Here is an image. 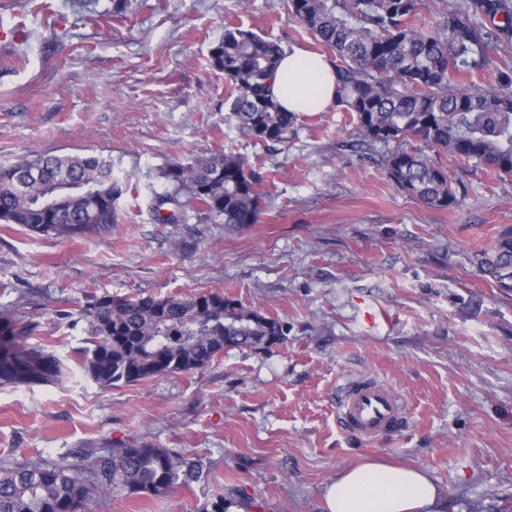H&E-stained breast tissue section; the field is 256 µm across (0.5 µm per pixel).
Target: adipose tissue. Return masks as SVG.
<instances>
[{
	"label": "adipose tissue",
	"instance_id": "adipose-tissue-1",
	"mask_svg": "<svg viewBox=\"0 0 512 512\" xmlns=\"http://www.w3.org/2000/svg\"><path fill=\"white\" fill-rule=\"evenodd\" d=\"M271 94L289 112H324L336 103L327 59L297 48L282 57ZM325 512H445L446 502L426 470L363 459L347 467L324 493Z\"/></svg>",
	"mask_w": 512,
	"mask_h": 512
}]
</instances>
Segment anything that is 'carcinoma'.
Returning a JSON list of instances; mask_svg holds the SVG:
<instances>
[{
    "mask_svg": "<svg viewBox=\"0 0 512 512\" xmlns=\"http://www.w3.org/2000/svg\"><path fill=\"white\" fill-rule=\"evenodd\" d=\"M288 15L331 54L339 110L356 121L359 139L379 150L395 189L432 209L465 200L448 170L411 139L448 159L512 180V65L477 80L490 51L512 43V0H464L435 22L424 0H286ZM284 49L236 24L224 26L209 65L224 74L228 119L243 135L286 145L298 115L273 99L271 82ZM39 178L16 184L20 169ZM78 187L63 208L43 206L50 185ZM155 218L176 224L195 206L233 228L259 221L268 174L250 158L217 154L170 163ZM124 182L101 155L36 153L0 166V222L47 236L99 235L112 229ZM479 275L512 292V226L472 256ZM85 323L75 350L83 372L103 389L119 388L207 366L226 348L264 350L288 339V322L248 308L224 293L95 296L79 310ZM32 325L0 309V385H48L67 371L54 352L27 342ZM203 471L170 448L114 444L83 448L69 463L0 464V512H88L115 491L162 496L196 482Z\"/></svg>",
    "mask_w": 512,
    "mask_h": 512,
    "instance_id": "obj_1",
    "label": "carcinoma"
}]
</instances>
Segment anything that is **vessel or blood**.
<instances>
[{"mask_svg":"<svg viewBox=\"0 0 512 512\" xmlns=\"http://www.w3.org/2000/svg\"><path fill=\"white\" fill-rule=\"evenodd\" d=\"M404 413V400L376 379L357 378L336 390V421L357 438L374 440L400 432Z\"/></svg>","mask_w":512,"mask_h":512,"instance_id":"obj_1","label":"vessel or blood"}]
</instances>
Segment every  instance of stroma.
<instances>
[{
  "mask_svg": "<svg viewBox=\"0 0 512 512\" xmlns=\"http://www.w3.org/2000/svg\"><path fill=\"white\" fill-rule=\"evenodd\" d=\"M228 23L319 50L284 0H0V165L99 154L126 178L109 233L0 223V308L39 322L33 343L68 366L56 385L0 386V460L148 442L204 465L168 496L123 492L91 512H208L219 496L225 512H324L327 483L362 458L427 470L448 512H512V294L470 262L512 225V180L453 164L465 205L427 208L335 107L300 113L285 147L243 136L209 65ZM224 151L269 173L259 223L228 229L193 207L154 219L163 168ZM198 292L287 321V341L110 390L85 376L70 312L104 294ZM358 375L402 396L400 434L339 428L336 388Z\"/></svg>",
  "mask_w": 512,
  "mask_h": 512,
  "instance_id": "1",
  "label": "stroma"
}]
</instances>
